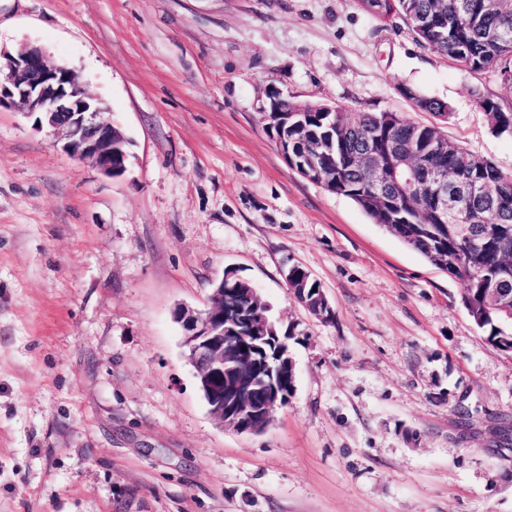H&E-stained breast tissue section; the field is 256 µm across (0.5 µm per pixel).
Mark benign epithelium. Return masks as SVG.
Here are the masks:
<instances>
[{"label":"benign epithelium","instance_id":"1","mask_svg":"<svg viewBox=\"0 0 512 512\" xmlns=\"http://www.w3.org/2000/svg\"><path fill=\"white\" fill-rule=\"evenodd\" d=\"M21 105L35 116L37 129L48 128L65 135L64 150L80 160L91 161L107 177L126 170L125 139L119 126L101 119L104 104L89 95L79 73L52 62L35 45L22 43L13 50L0 48V108ZM270 112H342L344 108L325 104L310 107L278 90L269 92ZM435 214L467 220L469 215L458 197L448 192L445 180L432 186ZM256 314L250 335L226 336L224 328V282L212 289L211 305L199 313L181 310L176 315L185 331L187 359L196 370L210 413L226 428L260 433L273 421L278 409L288 405V392L262 373L265 362L242 352L247 342L258 349L276 328L268 316L269 307L252 292Z\"/></svg>","mask_w":512,"mask_h":512}]
</instances>
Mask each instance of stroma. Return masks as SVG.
Wrapping results in <instances>:
<instances>
[{
    "label": "stroma",
    "instance_id": "obj_1",
    "mask_svg": "<svg viewBox=\"0 0 512 512\" xmlns=\"http://www.w3.org/2000/svg\"><path fill=\"white\" fill-rule=\"evenodd\" d=\"M22 42L83 76L129 159L105 177L0 110V512H512V351L461 280L290 170L263 122L273 89L393 111L512 174L473 95H500L495 71L356 0H0V46ZM228 272L295 364L259 434L212 417L175 320Z\"/></svg>",
    "mask_w": 512,
    "mask_h": 512
}]
</instances>
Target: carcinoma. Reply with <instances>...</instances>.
<instances>
[{
  "label": "carcinoma",
  "mask_w": 512,
  "mask_h": 512,
  "mask_svg": "<svg viewBox=\"0 0 512 512\" xmlns=\"http://www.w3.org/2000/svg\"><path fill=\"white\" fill-rule=\"evenodd\" d=\"M414 7L434 17L446 36L432 38L412 29L425 47L469 71L483 73L491 68L512 70V5L494 17L481 13L480 0H411ZM468 47L465 56L459 47ZM416 106L440 115L447 103L408 92ZM479 107L496 134L512 136V85L503 87V96L493 99L474 90ZM379 112H290L288 120L274 116L267 132L275 144L288 143L294 159L312 152L314 145L332 144L318 158L319 176L314 182L357 204L376 224L419 252L431 265L446 271L464 284L462 303L475 326L503 350H512V277L502 283L503 273L512 269V174L503 173L491 161L448 142V153L440 155L445 141L435 126L413 123L403 116L384 124ZM395 142L400 161L412 166L417 181L401 197L394 188H372L360 167L364 154L386 141ZM443 170L448 181L457 184L476 180L484 195L470 202L478 211L476 222L466 226L451 220L436 221L427 198L428 174ZM289 288L306 287L308 297L317 295L316 281H305L306 269L290 268ZM237 336L248 335L253 302L245 293L228 296Z\"/></svg>",
  "instance_id": "obj_1"
}]
</instances>
